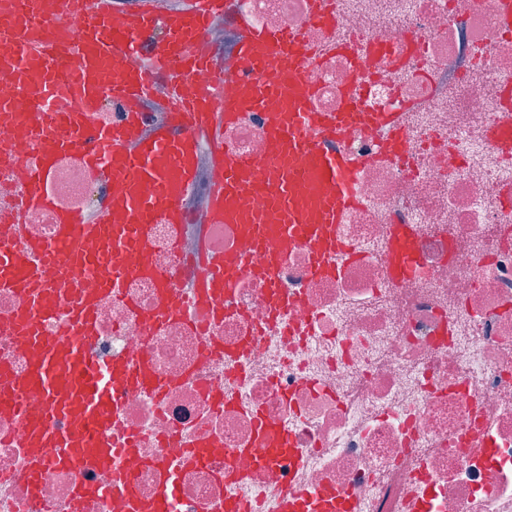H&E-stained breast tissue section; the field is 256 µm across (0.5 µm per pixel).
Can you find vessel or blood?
I'll list each match as a JSON object with an SVG mask.
<instances>
[{
	"mask_svg": "<svg viewBox=\"0 0 512 512\" xmlns=\"http://www.w3.org/2000/svg\"><path fill=\"white\" fill-rule=\"evenodd\" d=\"M229 0H185L182 8L158 21L148 5L134 10L112 7L110 0H0V42L13 52L0 57V76L9 79L28 102L17 112L9 100H0V122H9L29 138L35 152L22 169L26 208L49 206L42 191L55 157L71 151L83 155L111 187L113 203L97 218L70 213L61 219L57 244L45 246L27 239L22 227L0 240V288L21 294L16 313L0 322V332L27 337L31 362L26 374L0 388V407L23 419L26 447L33 456L51 457L58 464L91 470L111 469L108 497L121 512H169L174 499L172 482H165L158 499L142 500L133 477L119 461L132 451L129 440L106 436L115 420L118 386L155 383L146 358L109 362L88 360L84 341L96 332V300L70 298L51 270L57 259L73 252L78 241L92 235L109 245L112 261L87 264V272L104 295L120 297L126 269L121 256L147 239L154 223L180 231L184 222L182 199L194 185L200 141L210 150L211 194L209 221L233 224L255 245L243 262L267 281H275L284 251L300 243L315 252L313 272L321 276L334 269L338 256L358 258L353 248L331 234L342 205L354 202V175L358 162L349 154L329 151L347 128L381 126L387 131L381 155L398 156L404 149L400 115L365 112L354 98L339 111L319 112L312 105L315 88L307 73L324 49L309 44L297 30H270L239 15L237 57L239 71L232 94L224 92V76L214 73L208 88L190 91L185 78L208 65L206 48L210 21L223 14ZM61 13L82 24V37L73 40L66 28L51 25ZM75 67L65 99L56 96L62 64ZM168 86L170 126L148 129L143 105L155 82ZM127 105L122 123L98 126L90 113L100 111L101 92ZM54 111H46V102ZM259 112L265 119L266 176L257 179L248 160L236 155L224 139V129L242 113ZM302 158L304 167L293 165ZM260 197L254 209L250 198ZM414 231L395 225L390 236L394 255L392 274L411 273L415 259ZM235 286L222 254H204L194 284L207 314L224 311ZM68 308L63 339L43 336L39 325L50 314ZM42 390L45 403L30 414L28 394Z\"/></svg>",
	"mask_w": 512,
	"mask_h": 512,
	"instance_id": "vessel-or-blood-1",
	"label": "vessel or blood"
}]
</instances>
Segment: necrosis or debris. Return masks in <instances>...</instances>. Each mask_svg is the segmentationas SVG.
I'll list each match as a JSON object with an SVG mask.
<instances>
[{
    "label": "necrosis or debris",
    "instance_id": "obj_1",
    "mask_svg": "<svg viewBox=\"0 0 512 512\" xmlns=\"http://www.w3.org/2000/svg\"><path fill=\"white\" fill-rule=\"evenodd\" d=\"M333 31L306 25L312 0H238L261 28L303 29L325 46L308 72L316 106L340 107L358 79L340 44L374 46L368 112H397L405 157H376L379 134L348 129L339 147L360 159L358 202L343 207L334 232L362 258H341L335 274H312L314 255L298 244L283 256L275 282L239 268L253 243L232 224L208 221L207 193L187 208L179 249L171 228L156 224L144 244L155 269L169 276L170 314L152 330L142 316L154 307V279L136 272L139 252L127 251L123 299L97 304L98 334L89 356L116 361L147 355L152 371L170 380L163 392L130 384L120 397L113 436L130 433L137 449L122 459L139 496H158L167 459L174 472V512H214L234 497L250 512H280L293 491L307 492L304 512H321L326 495L358 503L360 512H512V159L490 130L512 112V28L504 0H335ZM223 37L209 71L236 67L235 31ZM240 157L264 178L266 128L244 113L224 130ZM0 236L14 225L13 187L33 154L31 142L0 123ZM46 191L51 210L23 218L28 238L54 244L61 211L99 209L109 189L74 154L59 155ZM416 232L415 271L392 279L388 246L393 225ZM201 229L210 246L236 266V286L221 319L194 331L186 288L195 274ZM294 297L285 314L270 307L273 291ZM286 430L291 453L256 469L248 484L228 482L224 469L241 448L256 447V420ZM25 428L0 408V512H68L74 487L99 488L82 512H107V469L80 471L44 461L37 491L22 478L28 459ZM202 444L205 463L183 455Z\"/></svg>",
    "mask_w": 512,
    "mask_h": 512
}]
</instances>
